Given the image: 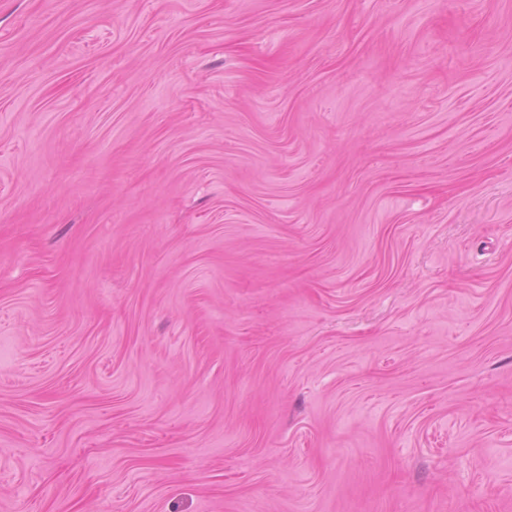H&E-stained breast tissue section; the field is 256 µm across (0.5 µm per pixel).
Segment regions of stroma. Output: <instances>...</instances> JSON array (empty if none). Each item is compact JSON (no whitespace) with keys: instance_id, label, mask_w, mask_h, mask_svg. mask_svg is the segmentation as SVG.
Wrapping results in <instances>:
<instances>
[{"instance_id":"1","label":"stroma","mask_w":512,"mask_h":512,"mask_svg":"<svg viewBox=\"0 0 512 512\" xmlns=\"http://www.w3.org/2000/svg\"><path fill=\"white\" fill-rule=\"evenodd\" d=\"M0 512H512V0H0Z\"/></svg>"}]
</instances>
